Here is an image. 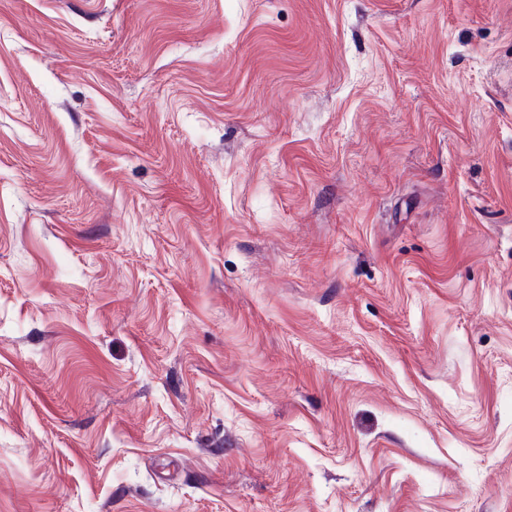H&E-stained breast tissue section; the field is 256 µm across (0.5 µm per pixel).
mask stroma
Listing matches in <instances>:
<instances>
[{
  "mask_svg": "<svg viewBox=\"0 0 512 512\" xmlns=\"http://www.w3.org/2000/svg\"><path fill=\"white\" fill-rule=\"evenodd\" d=\"M0 512H512V0H0Z\"/></svg>",
  "mask_w": 512,
  "mask_h": 512,
  "instance_id": "35a3bbf8",
  "label": "stroma"
}]
</instances>
